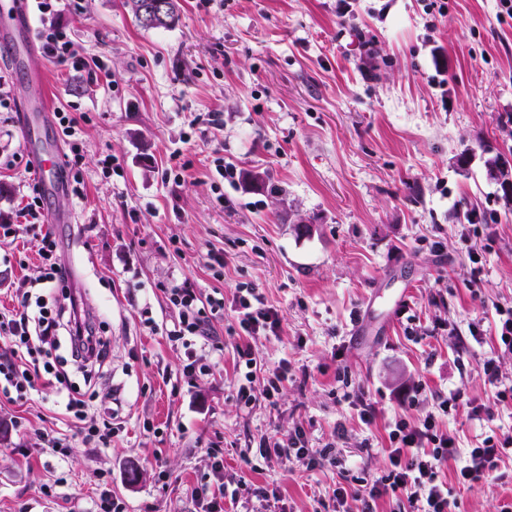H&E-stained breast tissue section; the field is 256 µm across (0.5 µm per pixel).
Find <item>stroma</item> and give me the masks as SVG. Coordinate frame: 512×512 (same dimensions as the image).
I'll list each match as a JSON object with an SVG mask.
<instances>
[{
  "instance_id": "stroma-1",
  "label": "stroma",
  "mask_w": 512,
  "mask_h": 512,
  "mask_svg": "<svg viewBox=\"0 0 512 512\" xmlns=\"http://www.w3.org/2000/svg\"><path fill=\"white\" fill-rule=\"evenodd\" d=\"M444 5L182 0L173 27L145 30L120 0H73L62 23L105 73L75 74L41 53L8 72L0 224L33 200L75 221L0 241V311L39 276L52 232L64 285L110 352L93 385L77 373L71 382L111 410L115 432L111 449L79 443L62 460L46 445L66 422L52 389L0 397V512H90L101 475L129 512H196L191 491L217 457L238 512H336L340 468L370 479L387 470L389 427L413 385L417 416L460 391L463 406L442 423L459 447L512 436V407L481 375L492 355L512 385V350L497 335L498 309L512 308V201L484 166L488 151L512 150V18L498 0ZM28 74L79 119L68 174L82 196L37 186L18 127ZM219 157L232 181L219 182ZM249 173L267 189L250 187ZM183 281L220 291L226 307L213 347L198 352L207 370L191 377L166 335L176 318L166 290ZM241 286L277 310L279 335L241 336L231 312ZM246 342L257 379L289 366L275 404L237 400ZM341 374L374 402L373 425L337 400ZM472 403L488 414L472 417ZM298 427L309 447L337 446L341 467L260 457V440ZM60 477L66 494H44ZM456 497L459 512H500L512 504V462Z\"/></svg>"
}]
</instances>
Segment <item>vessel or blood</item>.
Here are the masks:
<instances>
[{"label":"vessel or blood","instance_id":"b4317fda","mask_svg":"<svg viewBox=\"0 0 512 512\" xmlns=\"http://www.w3.org/2000/svg\"><path fill=\"white\" fill-rule=\"evenodd\" d=\"M31 16L27 0H0V42L9 43L15 54L29 55L34 51L30 32ZM25 95L19 102V129L31 153L34 166L43 178L46 192L60 196L66 192L64 171L66 159L61 148L45 152L38 148V131L46 126L52 110L39 77H29Z\"/></svg>","mask_w":512,"mask_h":512}]
</instances>
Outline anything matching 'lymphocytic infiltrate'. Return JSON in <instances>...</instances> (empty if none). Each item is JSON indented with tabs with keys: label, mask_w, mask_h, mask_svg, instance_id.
<instances>
[{
	"label": "lymphocytic infiltrate",
	"mask_w": 512,
	"mask_h": 512,
	"mask_svg": "<svg viewBox=\"0 0 512 512\" xmlns=\"http://www.w3.org/2000/svg\"><path fill=\"white\" fill-rule=\"evenodd\" d=\"M62 0H36L38 37L47 56L70 66L73 71L96 72L99 63L82 57L67 30L59 23ZM38 255L44 272L37 283L18 289L17 306L11 314L0 313V394H16L26 398L38 388L54 387L63 400L66 415L77 425L85 445L110 448L113 428L101 417L91 400L75 392L69 382L66 365L82 373L92 382L99 368L107 364L109 349L89 323L76 313L72 295L48 300V288L59 283L63 264L52 235H44ZM167 298L177 310L178 318L167 336L185 350L186 374H194L199 346L212 342L211 322L224 312V298L218 294L200 295L186 285L169 288ZM234 311L238 326L245 335L261 336L276 332L278 314L266 306L249 288L238 289ZM67 356H60V348ZM238 360L246 373L236 392L244 406L257 401H273L287 371L279 365L269 371L263 386H256L253 369L256 361L250 347L238 350ZM460 392L438 396L434 409L416 416L403 412L395 419L388 434L390 466L381 477L371 480L362 474L343 473V486L335 490L338 505L355 501L356 512H374L376 499L390 492H401L414 512H456L454 487L439 474L449 460L464 456L456 473L457 484L471 487L485 482L504 459L512 460V437L500 440L486 437L479 446L460 449L453 437L440 426L443 417L455 410Z\"/></svg>",
	"instance_id": "f902f5d3"
}]
</instances>
